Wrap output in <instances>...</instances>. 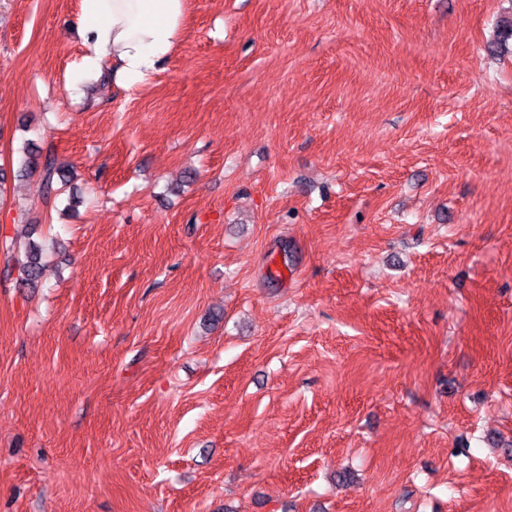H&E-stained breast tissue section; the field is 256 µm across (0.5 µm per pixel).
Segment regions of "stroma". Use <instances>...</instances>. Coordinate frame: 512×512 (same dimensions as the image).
<instances>
[{
	"mask_svg": "<svg viewBox=\"0 0 512 512\" xmlns=\"http://www.w3.org/2000/svg\"><path fill=\"white\" fill-rule=\"evenodd\" d=\"M186 5L0 0V512H512V0ZM185 0H80L82 74L112 66L126 90L145 85L184 32ZM41 168L43 184L46 192V199L52 195L56 196L59 188L57 184L65 186L69 178V170L58 163L56 153L53 148H48L39 164ZM17 265L22 276L21 280L27 285H35L42 276L44 264L41 250L32 244L26 246L24 259L17 258Z\"/></svg>",
	"mask_w": 512,
	"mask_h": 512,
	"instance_id": "stroma-1",
	"label": "stroma"
}]
</instances>
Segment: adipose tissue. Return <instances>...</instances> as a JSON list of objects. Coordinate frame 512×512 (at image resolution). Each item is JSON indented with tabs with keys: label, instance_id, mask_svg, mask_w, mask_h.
<instances>
[{
	"label": "adipose tissue",
	"instance_id": "ef3b65f1",
	"mask_svg": "<svg viewBox=\"0 0 512 512\" xmlns=\"http://www.w3.org/2000/svg\"><path fill=\"white\" fill-rule=\"evenodd\" d=\"M185 8L186 0H80V72L109 65L125 89L145 85L179 44Z\"/></svg>",
	"mask_w": 512,
	"mask_h": 512
}]
</instances>
